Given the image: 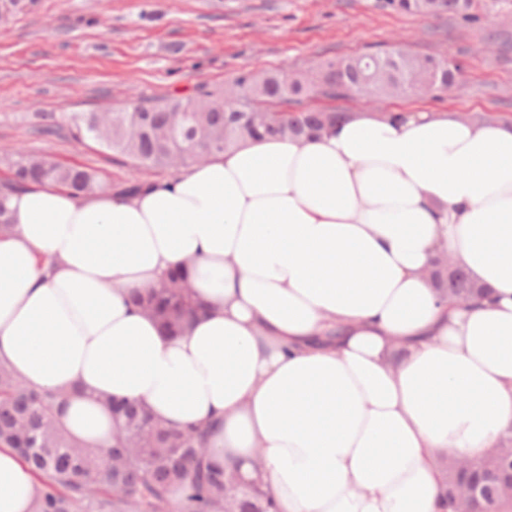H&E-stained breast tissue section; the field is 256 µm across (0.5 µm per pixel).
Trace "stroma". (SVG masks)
<instances>
[{
	"mask_svg": "<svg viewBox=\"0 0 512 512\" xmlns=\"http://www.w3.org/2000/svg\"><path fill=\"white\" fill-rule=\"evenodd\" d=\"M476 14L467 26L383 0H38L0 24V182L18 149L112 184L134 177L94 143L30 138L39 113L104 112L201 84L220 90L243 72L307 71L398 38L411 52L448 57L461 74L449 94L394 98L388 110L512 121V0H478Z\"/></svg>",
	"mask_w": 512,
	"mask_h": 512,
	"instance_id": "obj_1",
	"label": "stroma"
}]
</instances>
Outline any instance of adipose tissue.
<instances>
[{"instance_id":"adipose-tissue-1","label":"adipose tissue","mask_w":512,"mask_h":512,"mask_svg":"<svg viewBox=\"0 0 512 512\" xmlns=\"http://www.w3.org/2000/svg\"><path fill=\"white\" fill-rule=\"evenodd\" d=\"M0 239V362L65 393L62 429L110 448L107 402L210 426L212 460L277 512H443L440 458L512 435V123L351 112L249 139L127 198L16 193ZM493 292L449 308L439 258ZM188 267L180 337L131 307ZM38 482L0 447V512Z\"/></svg>"}]
</instances>
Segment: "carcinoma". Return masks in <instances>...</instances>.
Masks as SVG:
<instances>
[{"mask_svg":"<svg viewBox=\"0 0 512 512\" xmlns=\"http://www.w3.org/2000/svg\"><path fill=\"white\" fill-rule=\"evenodd\" d=\"M35 0H0V19L33 6ZM403 13L434 16L443 13L469 20L475 0H385ZM459 68L445 58L394 52L390 49L362 56L329 60L314 73H293L286 69L263 73H242L235 77L239 97L232 107L224 105V92L206 86L188 98L166 96L130 102L112 118L95 123L94 113L81 112L61 120L40 118L32 127L39 137L66 132L77 142L89 140L119 156L136 170L180 168L197 162V155L211 157L224 153L247 138L273 135L310 138L329 130L345 117L343 112L300 109L277 112L269 106L295 101L312 94L330 98L362 96V86L374 79L372 96L383 100L390 85L399 80L412 95L417 84L432 74L437 81L457 78ZM267 114L266 124L243 126L239 114L251 111ZM13 178L0 185V232L11 229L7 202L11 194L30 183H50L78 193L93 194L106 188L89 170L63 165L47 157L19 150L11 156ZM153 185L147 179L132 178L113 191L135 196ZM433 280L442 296L468 297L483 286L463 270L438 268ZM133 302L145 308L162 325L177 335L182 319L195 315L194 303L182 267L168 272L147 295L135 294ZM60 395L25 385L4 364L0 365V445L15 449L31 466L40 481L33 512H170L168 495L182 493L180 512H275L271 494L259 500L243 488L237 475L211 464L206 430L189 427L172 431L156 421L139 404L111 401L113 412L121 415V434L104 451L84 448L60 430L54 404ZM445 475L448 512H456L453 488L462 479L455 460L440 461Z\"/></svg>","mask_w":512,"mask_h":512,"instance_id":"cac0c4a2","label":"carcinoma"}]
</instances>
